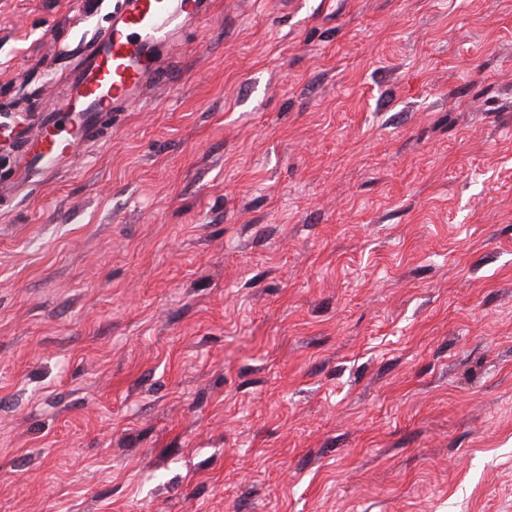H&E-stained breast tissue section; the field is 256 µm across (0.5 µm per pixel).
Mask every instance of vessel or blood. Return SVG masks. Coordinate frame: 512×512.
Here are the masks:
<instances>
[{
	"instance_id": "vessel-or-blood-1",
	"label": "vessel or blood",
	"mask_w": 512,
	"mask_h": 512,
	"mask_svg": "<svg viewBox=\"0 0 512 512\" xmlns=\"http://www.w3.org/2000/svg\"><path fill=\"white\" fill-rule=\"evenodd\" d=\"M209 7L210 0H117L108 27L85 44V64L68 98L43 107L47 113L74 114V129L58 120L34 122L18 150L19 177L34 178L66 163L78 149L79 134H95L100 113L125 112L139 103L168 57L179 52V26L204 18Z\"/></svg>"
}]
</instances>
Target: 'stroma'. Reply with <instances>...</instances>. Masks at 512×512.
Returning a JSON list of instances; mask_svg holds the SVG:
<instances>
[{"instance_id": "obj_1", "label": "stroma", "mask_w": 512, "mask_h": 512, "mask_svg": "<svg viewBox=\"0 0 512 512\" xmlns=\"http://www.w3.org/2000/svg\"><path fill=\"white\" fill-rule=\"evenodd\" d=\"M113 0H0V183ZM0 201V512H512V0H213Z\"/></svg>"}]
</instances>
